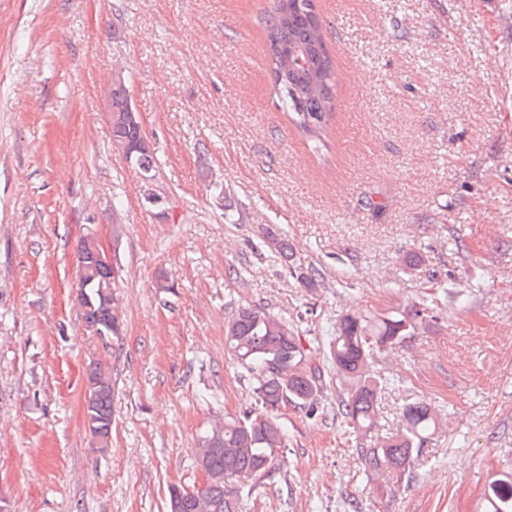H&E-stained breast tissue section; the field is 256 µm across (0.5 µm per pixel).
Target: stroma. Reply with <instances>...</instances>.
I'll list each match as a JSON object with an SVG mask.
<instances>
[{"instance_id": "35a3bbf8", "label": "stroma", "mask_w": 512, "mask_h": 512, "mask_svg": "<svg viewBox=\"0 0 512 512\" xmlns=\"http://www.w3.org/2000/svg\"><path fill=\"white\" fill-rule=\"evenodd\" d=\"M270 0H0V501L8 512H166L201 486L198 440L258 409L224 350L260 305L321 346L337 319L438 290L368 434L280 408L286 448L245 512H483L512 470V0H317L336 61L327 145L279 107L259 20ZM123 69L157 155L144 185L105 117ZM159 196L154 207L145 192ZM281 229L319 270L302 287ZM115 249L121 331L75 301L77 246ZM424 263L409 267L404 255ZM167 274L176 290L156 286ZM112 371V441L89 445L91 364ZM440 421L394 496L360 451L406 404Z\"/></svg>"}]
</instances>
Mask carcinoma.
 <instances>
[{
    "mask_svg": "<svg viewBox=\"0 0 512 512\" xmlns=\"http://www.w3.org/2000/svg\"><path fill=\"white\" fill-rule=\"evenodd\" d=\"M264 52L270 66L280 107L288 121L309 136L313 152L326 146L336 109V65L325 46L324 27L316 4L304 0H273L262 22ZM112 146L132 157L140 173L155 175L157 158L152 142L135 111L127 76L112 78ZM264 235L274 250L290 263L293 278L306 288L324 286L322 274L291 262L288 240L279 229L267 226ZM77 266L94 284L115 281L117 266L98 262V244L86 234L77 253ZM85 324L105 328L117 320L110 297L92 296L79 302ZM428 317L422 303L397 317L363 319L346 314L336 328L324 361L305 349L298 327L263 307H240L224 324V349L237 366L248 373L260 412L242 417L226 416L201 436L197 465L206 475L199 488L169 489V512H243L244 497L257 480L269 476L277 449L286 447L287 434L276 416L277 409L292 404L319 420L325 415L324 398L336 382V420L362 431L378 422L382 393L390 379L375 370L376 354L403 346L413 325ZM87 380L86 416L94 423L91 440L97 449L109 448L112 440V374L105 363L95 364ZM438 428V419L427 404L414 402L402 409L397 432L361 458L365 471L384 480L381 493L395 490L405 471L421 453V445ZM486 500L485 512H512V473L496 479Z\"/></svg>",
    "mask_w": 512,
    "mask_h": 512,
    "instance_id": "obj_1",
    "label": "carcinoma"
}]
</instances>
